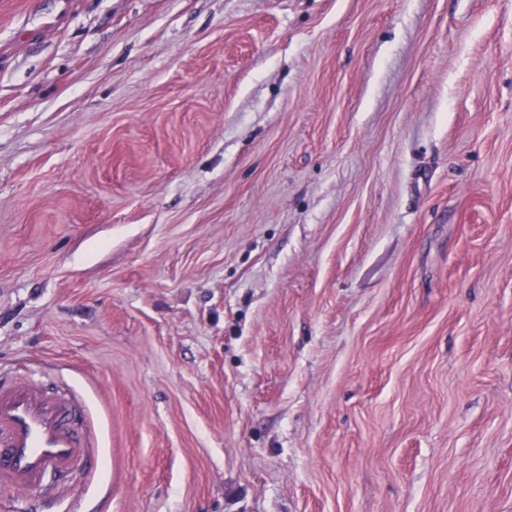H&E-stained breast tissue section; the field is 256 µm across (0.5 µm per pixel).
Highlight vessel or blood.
I'll use <instances>...</instances> for the list:
<instances>
[{
    "mask_svg": "<svg viewBox=\"0 0 512 512\" xmlns=\"http://www.w3.org/2000/svg\"><path fill=\"white\" fill-rule=\"evenodd\" d=\"M79 404L27 381L0 383L1 484L42 489L89 458L95 442L80 433Z\"/></svg>",
    "mask_w": 512,
    "mask_h": 512,
    "instance_id": "obj_1",
    "label": "vessel or blood"
}]
</instances>
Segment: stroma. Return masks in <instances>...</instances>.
Here are the masks:
<instances>
[{"label":"stroma","mask_w":512,"mask_h":512,"mask_svg":"<svg viewBox=\"0 0 512 512\" xmlns=\"http://www.w3.org/2000/svg\"><path fill=\"white\" fill-rule=\"evenodd\" d=\"M0 376V512H512V0H0ZM76 395L59 396L27 381L0 383V483L47 489L48 476H63L85 462L96 439L80 433Z\"/></svg>","instance_id":"obj_1"}]
</instances>
